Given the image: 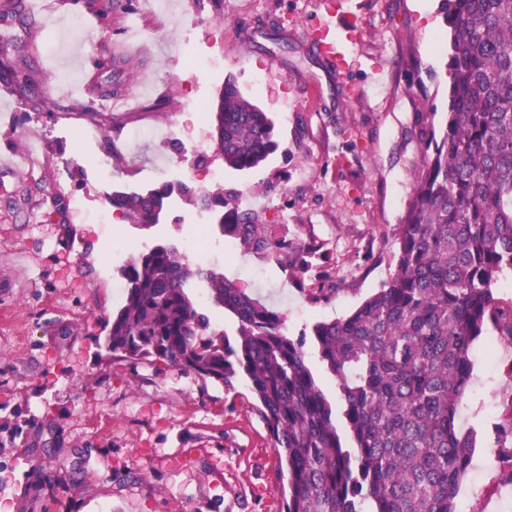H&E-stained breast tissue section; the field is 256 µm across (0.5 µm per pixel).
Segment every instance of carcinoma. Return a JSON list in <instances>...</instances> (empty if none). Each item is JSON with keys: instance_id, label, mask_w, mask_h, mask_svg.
<instances>
[{"instance_id": "cac0c4a2", "label": "carcinoma", "mask_w": 512, "mask_h": 512, "mask_svg": "<svg viewBox=\"0 0 512 512\" xmlns=\"http://www.w3.org/2000/svg\"><path fill=\"white\" fill-rule=\"evenodd\" d=\"M450 28L448 111L417 112L414 134L424 161L394 236V270L352 313L313 325L319 361L338 382L341 405L318 385L305 339L283 333L282 314L212 269L190 264L172 243L135 252L121 274L123 306L107 322L114 358H153L202 380L241 375L285 468L284 512H457L473 436L458 427L472 372L475 340L487 324L512 339V311L496 305L493 287L512 272V0H442ZM35 19L5 31L0 81L35 100L26 69L6 56L21 51ZM101 70L96 119L122 84L113 64ZM203 122L224 167L249 171L277 149L272 117L224 80ZM216 213L224 235L275 262L299 283L327 262L326 245L300 243L286 224H265L228 207L224 190L201 194L186 183L112 193L128 223L160 222L173 193ZM65 216L58 194L40 202V218ZM207 287L237 323L235 342L210 330L190 290ZM343 418L347 435L337 419ZM36 493L76 481L68 470L33 469Z\"/></svg>"}]
</instances>
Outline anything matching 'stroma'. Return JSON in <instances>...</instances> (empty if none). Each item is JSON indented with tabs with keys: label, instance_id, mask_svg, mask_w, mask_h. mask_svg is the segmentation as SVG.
<instances>
[{
	"label": "stroma",
	"instance_id": "35a3bbf8",
	"mask_svg": "<svg viewBox=\"0 0 512 512\" xmlns=\"http://www.w3.org/2000/svg\"><path fill=\"white\" fill-rule=\"evenodd\" d=\"M39 22L29 52L43 99L0 86V507L5 512H271L283 502L277 460L244 377L202 380L157 360L113 358L105 326L124 302L119 269L131 250L184 245L199 211L175 200L160 224L98 222L118 188L167 182L172 161L194 163L207 139L197 104L225 78L275 122L278 150L260 168L224 173L239 209L299 237L326 242L336 292L308 289L260 255L224 251L211 224L203 267L284 315L296 338L350 314L393 270V236L413 195L422 148L419 110L448 105L450 32L441 0H121L111 21L92 0H24ZM350 28L340 70L316 51L326 32ZM119 50L127 95L109 101L106 126L80 116L98 82L94 61ZM111 153L107 172L93 169ZM35 157L37 180L24 171ZM59 193L67 219L35 218ZM460 425L474 437L458 512H512V436L498 433L512 406V341L487 327L474 343ZM39 445V457L26 450ZM81 472L78 486L33 496L34 465Z\"/></svg>",
	"mask_w": 512,
	"mask_h": 512
}]
</instances>
